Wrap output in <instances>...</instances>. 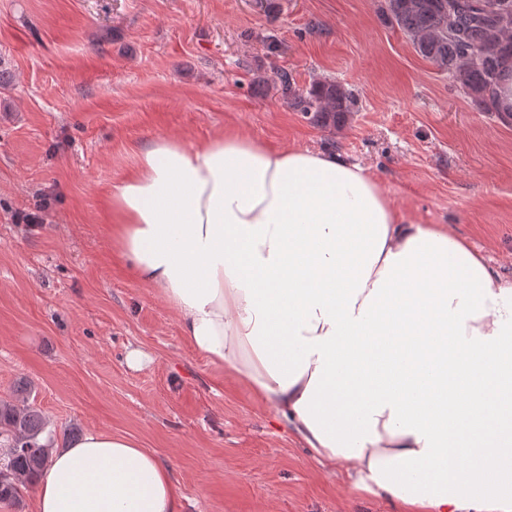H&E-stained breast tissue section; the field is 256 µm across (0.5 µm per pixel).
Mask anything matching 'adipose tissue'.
I'll return each instance as SVG.
<instances>
[{"label": "adipose tissue", "mask_w": 512, "mask_h": 512, "mask_svg": "<svg viewBox=\"0 0 512 512\" xmlns=\"http://www.w3.org/2000/svg\"><path fill=\"white\" fill-rule=\"evenodd\" d=\"M112 246L194 349L320 464L404 512H512V278L336 153L163 136L113 183ZM37 512H179L169 468L90 428Z\"/></svg>", "instance_id": "ef3b65f1"}]
</instances>
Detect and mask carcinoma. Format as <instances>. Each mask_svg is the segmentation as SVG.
I'll return each instance as SVG.
<instances>
[{"instance_id":"cac0c4a2","label":"carcinoma","mask_w":512,"mask_h":512,"mask_svg":"<svg viewBox=\"0 0 512 512\" xmlns=\"http://www.w3.org/2000/svg\"><path fill=\"white\" fill-rule=\"evenodd\" d=\"M384 17L409 39L417 54L448 74L471 104L505 120L499 87L512 74V0H384ZM281 99L314 125L336 126L355 111L351 90L331 80L297 87L286 70L274 72ZM53 434L38 408L0 400V502H14L49 462Z\"/></svg>"}]
</instances>
